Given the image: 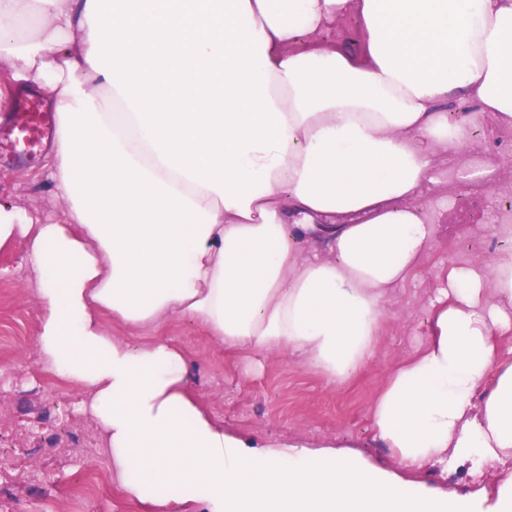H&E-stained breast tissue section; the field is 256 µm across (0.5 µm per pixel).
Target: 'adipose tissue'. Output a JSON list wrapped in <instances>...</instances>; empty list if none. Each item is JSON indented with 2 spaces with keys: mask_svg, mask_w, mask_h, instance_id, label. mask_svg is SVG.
I'll return each instance as SVG.
<instances>
[{
  "mask_svg": "<svg viewBox=\"0 0 512 512\" xmlns=\"http://www.w3.org/2000/svg\"><path fill=\"white\" fill-rule=\"evenodd\" d=\"M339 19L358 46L325 43ZM0 70L58 114L68 223L0 206L27 245L39 359L79 388L113 483L146 512H474L411 473L498 469L512 512V225L440 268L427 336L368 414L399 471L347 445L258 444L194 395L168 337L292 357L333 387L374 360L386 306L439 233L426 203L486 118L512 125V0H0ZM472 112L449 120L457 100ZM177 496L144 499V484Z\"/></svg>",
  "mask_w": 512,
  "mask_h": 512,
  "instance_id": "adipose-tissue-1",
  "label": "adipose tissue"
}]
</instances>
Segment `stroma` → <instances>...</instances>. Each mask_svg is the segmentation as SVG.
Masks as SVG:
<instances>
[{"label":"stroma","mask_w":512,"mask_h":512,"mask_svg":"<svg viewBox=\"0 0 512 512\" xmlns=\"http://www.w3.org/2000/svg\"><path fill=\"white\" fill-rule=\"evenodd\" d=\"M479 140L486 155L500 161L502 183H512V162L500 155L512 148V126L486 119ZM0 205L20 209L39 223H63L67 213L50 177V159L16 156L0 162ZM497 206L493 191H460L454 206L437 209L447 224L416 278L387 309L374 363L355 382L328 387L310 367L270 356L252 362L213 344L187 322L161 327L195 369L193 389L226 429L256 443L299 439L312 447L328 442L359 446L369 461L394 468L388 448L376 439L367 407L386 371L411 354L427 334L426 312L448 261L464 262L492 253L496 244L478 229ZM27 251L17 239L0 248V512H142L111 480L86 497L76 486L108 470L109 459L96 430L78 410L77 387L43 366L36 336L42 309L26 275ZM419 482L460 496L494 490L493 470L471 460H452L447 470L419 475Z\"/></svg>","instance_id":"35a3bbf8"}]
</instances>
